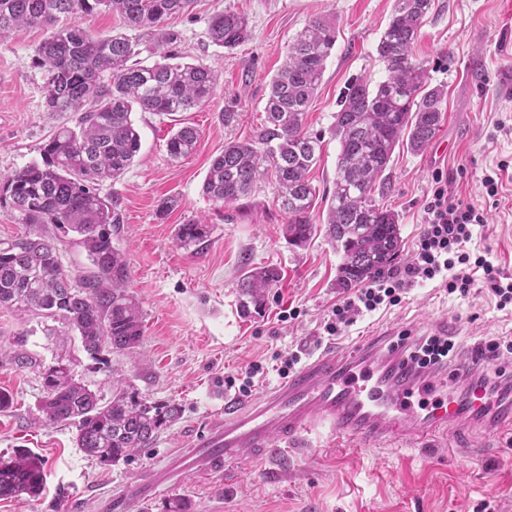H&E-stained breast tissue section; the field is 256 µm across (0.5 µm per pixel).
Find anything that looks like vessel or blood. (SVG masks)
<instances>
[{
    "instance_id": "1",
    "label": "vessel or blood",
    "mask_w": 512,
    "mask_h": 512,
    "mask_svg": "<svg viewBox=\"0 0 512 512\" xmlns=\"http://www.w3.org/2000/svg\"><path fill=\"white\" fill-rule=\"evenodd\" d=\"M434 381V376H419L402 348L391 345L366 340L350 357L321 353L259 403H225L223 417L197 437L194 449L129 494L135 499L153 497L183 466L210 471L243 452H262L273 441L300 437L319 424L327 425L345 445L398 436L420 441L468 419L481 420L492 431L512 432V402L495 403L476 389H467L462 399L451 391L415 408L409 395Z\"/></svg>"
}]
</instances>
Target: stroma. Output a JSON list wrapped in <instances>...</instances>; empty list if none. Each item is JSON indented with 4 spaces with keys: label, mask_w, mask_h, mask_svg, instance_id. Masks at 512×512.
Here are the masks:
<instances>
[{
    "label": "stroma",
    "mask_w": 512,
    "mask_h": 512,
    "mask_svg": "<svg viewBox=\"0 0 512 512\" xmlns=\"http://www.w3.org/2000/svg\"><path fill=\"white\" fill-rule=\"evenodd\" d=\"M392 7L393 0H197L192 12L169 20L186 59L211 67L220 80L209 103L188 111H134L141 150L102 191L121 198L118 244L144 327L136 353L111 354V366L141 394L178 402L181 414L129 462L104 466L86 457L73 425L44 424L41 371L64 364L75 380L106 398L111 380L94 370L76 337L43 336L35 320L0 310V391L12 398L0 411V455L32 449L45 459L47 472L40 497L0 500V512H111L115 494L149 477L169 453L206 431L224 400L235 396L224 384L227 377L317 339L329 309L345 295L336 286L340 256L331 242L320 233L306 247L289 245L273 184L235 209L210 201L202 183L225 142L249 138L263 121L270 81L288 42L312 19L327 17L338 28L336 47L305 120L324 140L322 161L309 174L322 195L313 216L322 221L324 196L336 178L339 143L331 128L338 101L352 78L385 79L376 46ZM227 8L244 13L252 30L251 40L231 51L208 39L212 14ZM44 37L40 29L22 28L0 42V178L40 160L61 122L45 108V75L35 63ZM414 54L427 66L430 85L444 88L445 114L422 152L395 150L386 171L377 201L399 214L403 238L391 269L403 271L410 261L424 228L423 206L440 182L449 195L485 209L488 222L474 243L512 271V179L504 180L493 203L482 185L500 161H512V18L500 0H434ZM176 125L195 127L200 135L195 153L179 161L166 151ZM167 198L178 206L164 213L160 204ZM196 220L208 226L206 241L180 246L178 226ZM259 265L279 268L281 279L263 310L247 319L239 312L238 283ZM289 308L298 310L297 318L283 319ZM404 330L448 332L460 346L454 371L477 372L487 364L474 358L473 344L512 336V314L497 310L486 290L460 298L423 284L401 305L359 320L330 346L342 354L362 337L385 339ZM19 353L32 358L30 367L14 364ZM175 498L187 501L189 512H479L486 501L494 512H512V433H489L471 421L438 430L423 444L359 440L341 449L319 427L288 450L267 457L246 453L209 473H184L177 487L129 512H165Z\"/></svg>",
    "instance_id": "35a3bbf8"
}]
</instances>
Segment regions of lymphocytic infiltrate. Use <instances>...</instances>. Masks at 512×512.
<instances>
[{
    "instance_id": "1",
    "label": "lymphocytic infiltrate",
    "mask_w": 512,
    "mask_h": 512,
    "mask_svg": "<svg viewBox=\"0 0 512 512\" xmlns=\"http://www.w3.org/2000/svg\"><path fill=\"white\" fill-rule=\"evenodd\" d=\"M424 212L425 227L404 270L370 279L334 304L323 324L326 337L342 335L358 318L401 304L410 288L428 280L441 281L448 294L462 296L480 280L498 309L512 308V272H505L487 253L470 246L475 228L487 222L484 209L456 200L439 186L426 200ZM305 355V350L299 349L275 355L270 366L251 363L240 377H227L226 383L240 394H249L255 378L271 370L288 376Z\"/></svg>"
}]
</instances>
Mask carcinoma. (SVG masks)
Masks as SVG:
<instances>
[{"label": "carcinoma", "instance_id": "obj_1", "mask_svg": "<svg viewBox=\"0 0 512 512\" xmlns=\"http://www.w3.org/2000/svg\"><path fill=\"white\" fill-rule=\"evenodd\" d=\"M194 0H0V40L20 27H40L36 49L45 71V106L66 117L44 146L42 163L0 179V208L29 226L51 224L75 234L89 266H65L51 237L23 232L0 239V309L33 315L46 336H76L96 370L110 371L106 354H132L142 341L140 301L129 289L126 254L114 242L122 223L121 200L100 186L116 180L140 152L132 113L184 112L210 100L218 77L202 63H188L173 47L178 32L166 20L187 12ZM433 0H395L376 52L387 78L360 77L342 93L332 129L340 149L324 232L341 255L336 287L346 290L385 271L402 249L399 215L377 203L396 147L418 153L443 119V89L428 84L414 45ZM116 15L136 36H102L84 27L99 8ZM210 42L228 51L251 40L249 22L226 9L209 23ZM336 46V23L311 20L288 42L284 65L271 81L265 119L251 138L224 143L203 183L214 203L233 207L274 177L276 202L286 215L288 243L305 246L319 231L313 220L316 188L309 173L323 154L321 134L305 128V114ZM157 57L151 65L142 53ZM199 132L183 126L166 143L169 157L192 155ZM208 236L200 221L182 224L177 241L196 245ZM281 277L273 266H255L240 280V312L260 310ZM41 409L51 423L76 428V446L109 466L149 448L180 414L172 401L147 397L112 379V398L75 381L67 371L42 373ZM46 484L45 461L29 448L0 458V499L37 498Z\"/></svg>", "mask_w": 512, "mask_h": 512}]
</instances>
